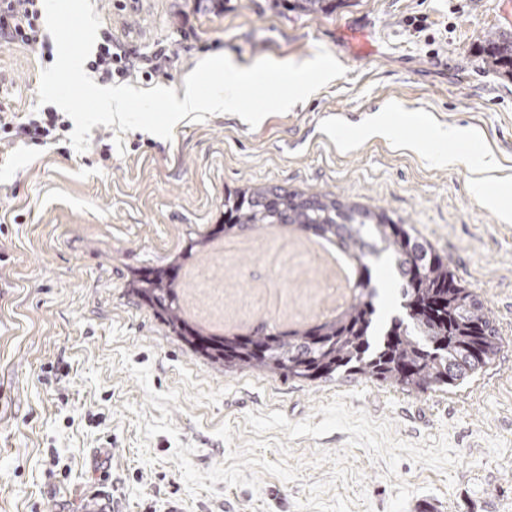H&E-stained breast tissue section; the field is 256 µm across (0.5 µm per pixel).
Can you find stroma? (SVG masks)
Segmentation results:
<instances>
[{"mask_svg":"<svg viewBox=\"0 0 512 512\" xmlns=\"http://www.w3.org/2000/svg\"><path fill=\"white\" fill-rule=\"evenodd\" d=\"M140 47L170 45L183 90L204 58L242 67L325 49L346 74L250 127L227 113L165 140L118 126L99 151L0 155V512H512V220L479 206L464 163L400 148L458 126L512 191V75L484 38L512 33V0H91ZM45 61L0 45V89L40 110ZM386 112L397 138H357ZM353 147H345V140ZM278 185L382 207L446 254L504 344L463 385L408 393L359 377L300 381L224 371L130 291L136 270L181 267L186 318L212 333L313 324L350 300L335 246L292 226L210 232L224 193ZM200 250L185 258L190 239Z\"/></svg>","mask_w":512,"mask_h":512,"instance_id":"stroma-1","label":"stroma"}]
</instances>
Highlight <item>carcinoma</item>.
<instances>
[{"label": "carcinoma", "mask_w": 512, "mask_h": 512, "mask_svg": "<svg viewBox=\"0 0 512 512\" xmlns=\"http://www.w3.org/2000/svg\"><path fill=\"white\" fill-rule=\"evenodd\" d=\"M302 15L328 14L336 0H293ZM490 63L512 73V37L486 38ZM295 225L336 244L355 264L353 297L323 322L292 330L262 324L248 333H206L182 316L181 266L144 267L131 294L196 354L226 371L248 370L304 381L359 376L407 392L456 388L490 363L503 346L495 319L462 285L448 257L381 207L306 195L278 186L224 194V220L213 234ZM385 256L399 285L396 311L385 313L369 258Z\"/></svg>", "instance_id": "carcinoma-1"}]
</instances>
